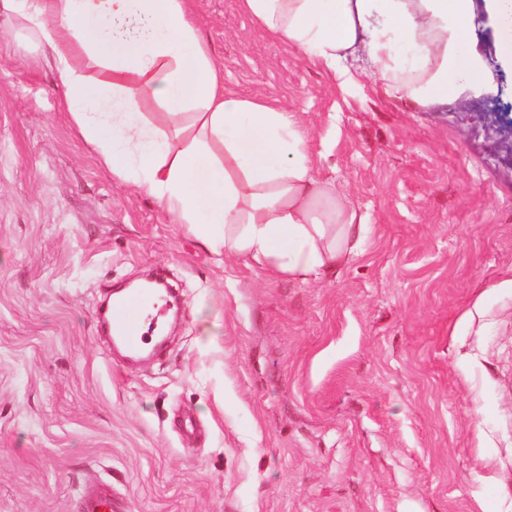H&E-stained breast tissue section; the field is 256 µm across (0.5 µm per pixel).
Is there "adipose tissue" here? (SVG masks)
<instances>
[{
  "label": "adipose tissue",
  "instance_id": "1",
  "mask_svg": "<svg viewBox=\"0 0 512 512\" xmlns=\"http://www.w3.org/2000/svg\"><path fill=\"white\" fill-rule=\"evenodd\" d=\"M282 43L339 86L359 63L387 95L421 110L493 96L477 47L487 20L499 65L512 69V0H240ZM51 62L65 107L115 180L152 199L215 254L295 280H319L356 254L366 219L318 177L295 113L226 91L191 0H0ZM410 44L421 64L394 54ZM86 58L111 80L92 82ZM184 126L144 119L143 98Z\"/></svg>",
  "mask_w": 512,
  "mask_h": 512
}]
</instances>
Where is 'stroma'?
<instances>
[{
    "label": "stroma",
    "mask_w": 512,
    "mask_h": 512,
    "mask_svg": "<svg viewBox=\"0 0 512 512\" xmlns=\"http://www.w3.org/2000/svg\"><path fill=\"white\" fill-rule=\"evenodd\" d=\"M191 4L364 243L306 283L207 251L113 180L1 17L0 512H83L92 485L116 512H512V72L419 112L372 75L339 90L239 0ZM154 272L179 320L134 361L98 308Z\"/></svg>",
    "instance_id": "1"
}]
</instances>
